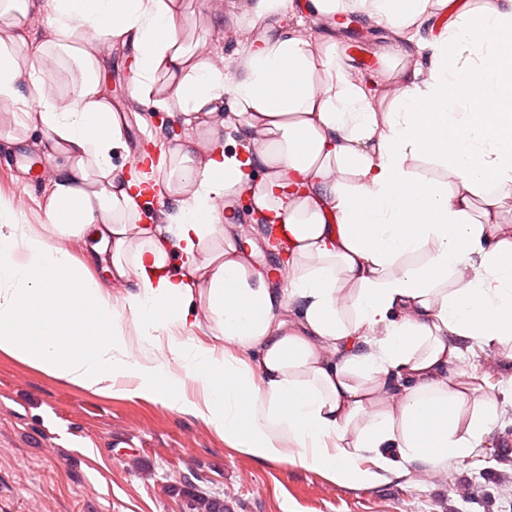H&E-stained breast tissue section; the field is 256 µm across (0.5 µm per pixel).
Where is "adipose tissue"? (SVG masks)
Listing matches in <instances>:
<instances>
[{"label":"adipose tissue","instance_id":"ef3b65f1","mask_svg":"<svg viewBox=\"0 0 512 512\" xmlns=\"http://www.w3.org/2000/svg\"><path fill=\"white\" fill-rule=\"evenodd\" d=\"M311 3L321 14L350 10L400 27L424 14L426 0ZM469 18L462 8L432 43L425 86L406 89L381 116L351 81L334 40L315 48L285 35L250 52V76L237 82L188 54L168 0H50L47 23L79 76L67 107L44 97L38 105L47 138L69 166L51 194L46 235L20 224L0 230V250L23 247L39 257L34 266L0 261V350L85 389L128 382L133 395L201 416L257 459H285L341 484H368L417 460L442 468L468 457L497 402L460 426L465 391L450 370L448 335L488 349L512 337V237L494 222L512 200V10L490 0L478 26ZM95 41L135 45L132 90L144 100L163 71L175 80L184 116L211 115L229 96L235 116L268 132L261 161L269 173L255 182L253 200L288 244L293 277L284 293L225 257L214 202L245 179L237 157L220 152L195 167L183 147L173 148L168 166L194 190L171 223L141 225L138 182L116 185L112 151L122 131L100 90L99 60L85 49ZM317 63L334 94L312 87ZM477 98L485 111H472ZM420 155L449 171L458 188L422 185L408 166ZM334 171L340 178L330 199L309 196L312 183ZM90 173L100 187L89 195L75 181ZM91 232L111 245L113 271L138 281L123 304L51 243ZM206 248L210 258L198 262ZM175 251L194 277L169 273ZM475 255L481 263L472 277L449 287ZM197 296L219 335L256 350L258 362L184 335ZM293 296L304 311L291 325L282 310ZM131 325L166 344L168 357H138ZM371 333L375 345L361 348ZM326 347L334 358L323 355ZM187 377L196 397L184 391ZM380 396L387 407L376 408Z\"/></svg>","mask_w":512,"mask_h":512}]
</instances>
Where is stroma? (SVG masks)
Here are the masks:
<instances>
[{
  "instance_id": "stroma-1",
  "label": "stroma",
  "mask_w": 512,
  "mask_h": 512,
  "mask_svg": "<svg viewBox=\"0 0 512 512\" xmlns=\"http://www.w3.org/2000/svg\"><path fill=\"white\" fill-rule=\"evenodd\" d=\"M48 3L26 0L20 35L29 49L55 58L60 72L45 76L37 88L28 80L16 82L15 101L0 109V162L19 147L46 141L31 112L19 111V101L58 100L76 76L72 63L54 45L55 35L45 21ZM302 3L293 0L295 9ZM176 4L181 38L197 58L229 68L246 49H259L283 34L303 31L311 40L327 35L342 49L351 79L371 92L391 80L406 87L428 81L429 45L456 18L454 6H444L442 12H428L413 26L399 28L395 40L387 38L385 23L373 21L367 31L375 52L368 57L341 36L340 24L319 28L295 9L261 16L253 8L243 13L225 9L219 0ZM228 27L254 30L257 39L225 40ZM134 60L132 47L115 45L101 59V89L113 106H120L131 92L125 74L132 71ZM154 96L167 102L165 118L175 129L159 142L158 155L179 143L200 165L206 151L238 150L253 142L245 122L229 131L214 115L204 125L185 123L165 73L155 76ZM53 189L49 181L26 190L21 175L0 170V204L11 211L15 223L34 220L45 225ZM218 216L226 243L238 254L253 256L261 269H282L262 239L233 234L236 218L231 212L222 210ZM52 244L84 264L109 289L113 303L137 293L132 275L127 287H113L93 250H79L69 237L53 238ZM448 342L458 355L454 370L466 374L470 414H477L488 399L498 401L496 417L487 424L497 431V444L481 443L470 456L449 460L443 471L417 461L367 485L339 484L320 471L254 458L196 414L130 394L86 390L0 352V450L12 457L10 465L0 467V512H42L46 507L51 512H190L191 495L202 493L222 498L231 512H512V495L501 490L502 475L512 467V450L503 446L512 439V402L501 397L512 382V341L496 350L459 334L449 335Z\"/></svg>"
}]
</instances>
